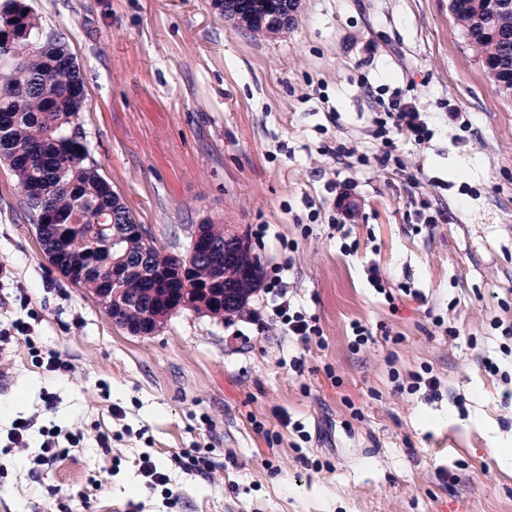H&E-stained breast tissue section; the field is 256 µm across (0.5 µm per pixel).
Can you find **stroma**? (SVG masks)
Wrapping results in <instances>:
<instances>
[{"instance_id": "1", "label": "stroma", "mask_w": 512, "mask_h": 512, "mask_svg": "<svg viewBox=\"0 0 512 512\" xmlns=\"http://www.w3.org/2000/svg\"><path fill=\"white\" fill-rule=\"evenodd\" d=\"M26 2L75 57L91 154L157 246L179 257L197 225H224L324 342L258 331L260 289L229 321L183 310L129 334L49 264L0 163V334L31 325L0 348V512H512L495 457L512 448V98L448 0H301L261 37L210 0ZM397 93L433 136L396 141L383 168L379 102ZM452 105L467 123H448ZM420 201L446 221L417 223ZM356 321L387 333L352 349ZM32 342L70 371L37 367ZM416 373L436 392H396ZM48 429L64 453L40 464ZM195 448L213 473L172 466ZM144 453L168 489L146 488Z\"/></svg>"}]
</instances>
